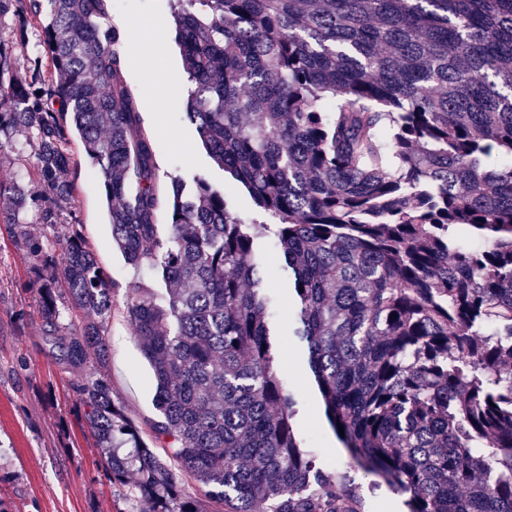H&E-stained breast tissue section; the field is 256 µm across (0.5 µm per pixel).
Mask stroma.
I'll list each match as a JSON object with an SVG mask.
<instances>
[{"instance_id":"35a3bbf8","label":"stroma","mask_w":512,"mask_h":512,"mask_svg":"<svg viewBox=\"0 0 512 512\" xmlns=\"http://www.w3.org/2000/svg\"><path fill=\"white\" fill-rule=\"evenodd\" d=\"M109 15L128 44L148 37L153 22L172 20L167 0H112ZM124 77L153 138L160 184H168L174 175H204L227 187L228 198L243 219L256 218L250 196L214 165L194 127L183 120V96L164 94L166 83H185L174 37H166L154 54L127 60ZM68 152V178L75 187L80 229L112 286L106 335L112 397L139 426L149 446L159 451L166 443L151 430L157 418L155 379L127 322L125 301L133 281L144 279L157 289L162 283L149 271L136 270L113 249L101 183L80 139H72ZM37 288L29 258L15 247L9 225L0 224V499L10 512H142L131 483L113 482L109 475L108 453L98 447L76 404L71 376L41 331ZM271 292V338L286 367L284 383L300 402L296 423L303 446L314 452L318 465L353 486L363 512H406L405 495L352 460L330 427L307 352L290 334L294 310L287 299V280L275 279ZM19 311L24 319H16Z\"/></svg>"}]
</instances>
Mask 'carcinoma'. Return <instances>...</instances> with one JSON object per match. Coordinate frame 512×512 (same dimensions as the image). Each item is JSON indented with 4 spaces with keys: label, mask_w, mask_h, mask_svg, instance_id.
<instances>
[{
    "label": "carcinoma",
    "mask_w": 512,
    "mask_h": 512,
    "mask_svg": "<svg viewBox=\"0 0 512 512\" xmlns=\"http://www.w3.org/2000/svg\"><path fill=\"white\" fill-rule=\"evenodd\" d=\"M110 2L0 0L19 42L41 28L22 73L0 43V148L35 146L27 176L0 183V223L31 260L44 334L112 449V481L136 470L144 512H362L296 435L267 323L285 270L352 458L409 512H512V0H169L186 117L258 208L249 223L202 175L162 193ZM74 135L113 244L167 286L126 295L164 457L105 377L111 283L72 208ZM29 224L66 233L50 248ZM261 238L279 247L271 264ZM62 297L78 323H61Z\"/></svg>",
    "instance_id": "obj_1"
}]
</instances>
